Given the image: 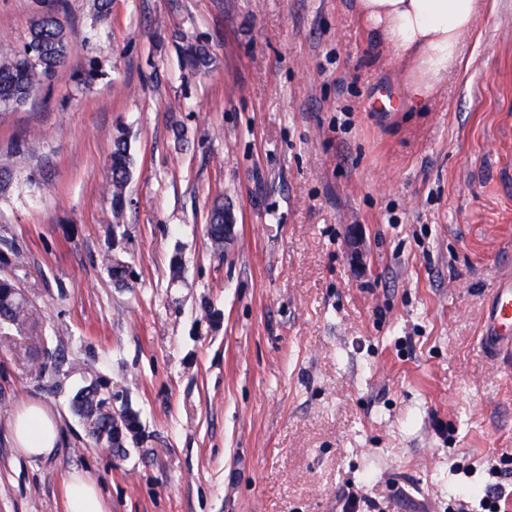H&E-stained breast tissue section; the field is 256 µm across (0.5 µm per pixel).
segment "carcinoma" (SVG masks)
Here are the masks:
<instances>
[{
    "instance_id": "1",
    "label": "carcinoma",
    "mask_w": 512,
    "mask_h": 512,
    "mask_svg": "<svg viewBox=\"0 0 512 512\" xmlns=\"http://www.w3.org/2000/svg\"><path fill=\"white\" fill-rule=\"evenodd\" d=\"M72 46L69 29L54 9L38 15L29 26L28 37L22 48L10 57H0V108L26 101L49 85L65 65ZM183 64L190 70H208L213 57L207 44L186 42L180 46ZM108 186L112 193V204L119 207L124 190L131 177V155L127 139L117 136L112 141L109 155ZM212 227L207 230L210 239H221V224L224 223V206L215 205L208 215ZM0 257L8 261L22 258V251L16 243L0 237ZM112 281L125 285L131 272L124 266L112 265L111 255H103ZM17 284L11 279L0 278V324L24 330L32 336L38 335L43 318L27 297L15 291ZM112 400L108 382L95 378L79 388L72 399L73 412L81 420L88 435L95 444L120 452L129 441L112 439V414L105 404Z\"/></svg>"
}]
</instances>
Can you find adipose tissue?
Returning <instances> with one entry per match:
<instances>
[{"mask_svg":"<svg viewBox=\"0 0 512 512\" xmlns=\"http://www.w3.org/2000/svg\"><path fill=\"white\" fill-rule=\"evenodd\" d=\"M484 0H357V16L380 45L389 48L410 102L424 106L460 59L463 39L475 27ZM21 453L36 459L53 452L60 439L57 420L34 403L11 421Z\"/></svg>","mask_w":512,"mask_h":512,"instance_id":"1","label":"adipose tissue"}]
</instances>
